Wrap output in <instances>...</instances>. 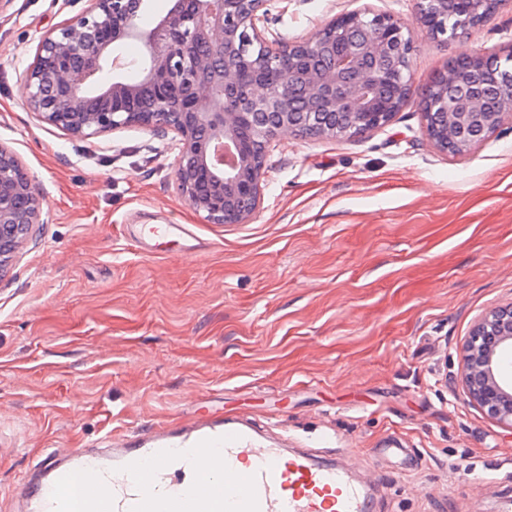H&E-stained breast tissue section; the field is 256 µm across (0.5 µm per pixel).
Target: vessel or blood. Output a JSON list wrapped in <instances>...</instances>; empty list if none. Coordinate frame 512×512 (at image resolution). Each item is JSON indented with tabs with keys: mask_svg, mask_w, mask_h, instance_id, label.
Listing matches in <instances>:
<instances>
[{
	"mask_svg": "<svg viewBox=\"0 0 512 512\" xmlns=\"http://www.w3.org/2000/svg\"><path fill=\"white\" fill-rule=\"evenodd\" d=\"M157 253L179 239L205 252L182 224H134ZM357 454L319 461L238 412H211L120 429L78 448H48L26 471L11 512H370Z\"/></svg>",
	"mask_w": 512,
	"mask_h": 512,
	"instance_id": "vessel-or-blood-1",
	"label": "vessel or blood"
}]
</instances>
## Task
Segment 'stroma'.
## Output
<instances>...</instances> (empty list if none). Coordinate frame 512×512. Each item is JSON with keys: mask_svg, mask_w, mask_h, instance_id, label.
<instances>
[{"mask_svg": "<svg viewBox=\"0 0 512 512\" xmlns=\"http://www.w3.org/2000/svg\"><path fill=\"white\" fill-rule=\"evenodd\" d=\"M86 0L0 13V143L35 180L43 224L0 278V512L44 449L206 407L303 443L333 434L376 479L373 512H504L512 431L457 382L476 319L512 301V123L447 156L420 90L449 61L512 68V0L491 21L432 34L418 0H274L285 41L369 9L404 21L412 95L366 137L280 135L249 224H211L178 193L177 149L140 128L76 138L17 95L41 32ZM130 224H184L200 257L145 255ZM395 439L413 460H377Z\"/></svg>", "mask_w": 512, "mask_h": 512, "instance_id": "obj_1", "label": "stroma"}]
</instances>
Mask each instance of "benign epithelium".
Masks as SVG:
<instances>
[{"instance_id":"obj_1","label":"benign epithelium","mask_w":512,"mask_h":512,"mask_svg":"<svg viewBox=\"0 0 512 512\" xmlns=\"http://www.w3.org/2000/svg\"><path fill=\"white\" fill-rule=\"evenodd\" d=\"M87 7L38 38L23 80L27 107L72 136L90 138L138 127L174 134L176 188L212 224H249L264 197L265 156L283 133L348 139L392 121L410 85L384 103L376 63L409 70L406 25L384 14L370 24L352 11L315 35L283 45L268 37L270 0H173L153 27L137 20L146 0H87ZM500 0H421L420 20L463 6L458 27L489 21ZM130 39L145 53L135 76L119 46ZM255 44L281 63L274 80L251 78L232 64L237 48ZM480 55L455 59L444 84L422 97L426 134L439 152L468 153L512 119V97L487 100L467 74ZM44 223L37 186L16 153L0 143V274ZM512 344V302L474 323L463 344L461 383L468 401L512 429V382L501 377L500 350Z\"/></svg>"}]
</instances>
